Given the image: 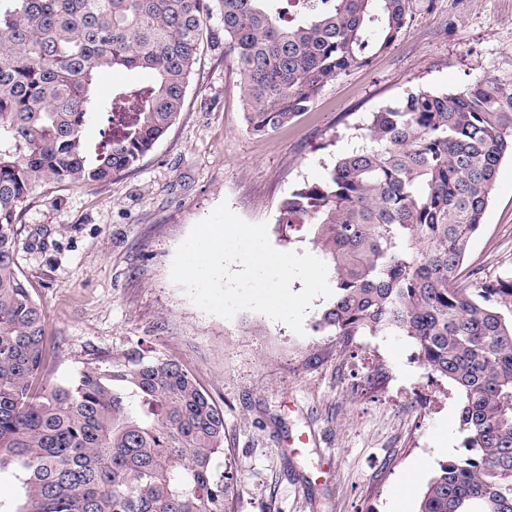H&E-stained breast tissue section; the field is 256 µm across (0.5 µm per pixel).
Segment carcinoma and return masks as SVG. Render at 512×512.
Returning a JSON list of instances; mask_svg holds the SVG:
<instances>
[{
    "instance_id": "1",
    "label": "carcinoma",
    "mask_w": 512,
    "mask_h": 512,
    "mask_svg": "<svg viewBox=\"0 0 512 512\" xmlns=\"http://www.w3.org/2000/svg\"><path fill=\"white\" fill-rule=\"evenodd\" d=\"M247 130L270 135L337 76L406 30L408 0H217ZM209 0H0V465L25 474L19 512H224V411L171 359L134 352L68 386L35 389L45 317L18 267L20 212L46 182L124 172L177 120L209 40ZM154 75L108 102L100 73ZM106 116L90 146L86 124ZM375 146L336 157L279 204L288 243L310 238L335 275L319 326L391 329L453 382L466 452L440 466L418 512H512V274L458 281L501 161L512 87L417 88L370 113Z\"/></svg>"
}]
</instances>
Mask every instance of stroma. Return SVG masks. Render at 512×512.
Returning <instances> with one entry per match:
<instances>
[{
  "label": "stroma",
  "mask_w": 512,
  "mask_h": 512,
  "mask_svg": "<svg viewBox=\"0 0 512 512\" xmlns=\"http://www.w3.org/2000/svg\"><path fill=\"white\" fill-rule=\"evenodd\" d=\"M407 30L365 67L329 83L312 109L270 136L247 131L238 70L206 44L176 123L135 168L95 186H38L18 223L21 271L46 315L39 386L77 380L136 351L178 361L224 411L226 512H417L428 484L464 450L460 396L412 339L387 329L304 335L252 311L208 315L171 282L177 245L220 203L264 222L280 250V201L321 180L343 152L369 146V113L408 90L512 84V0H409ZM512 271V160L504 159L461 269ZM308 434V443L291 447Z\"/></svg>",
  "instance_id": "stroma-1"
}]
</instances>
